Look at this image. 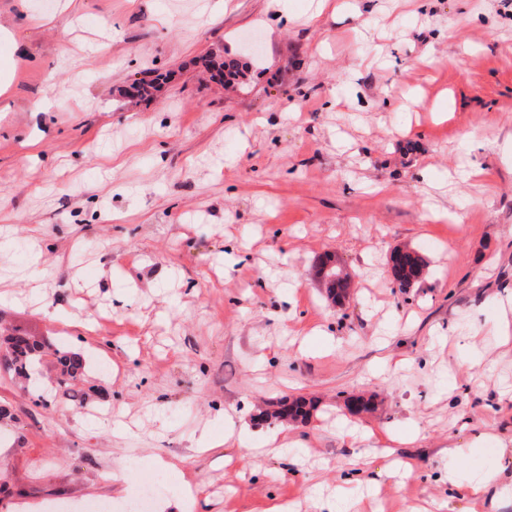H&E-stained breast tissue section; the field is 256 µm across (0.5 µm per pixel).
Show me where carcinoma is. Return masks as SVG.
I'll return each mask as SVG.
<instances>
[{
	"mask_svg": "<svg viewBox=\"0 0 512 512\" xmlns=\"http://www.w3.org/2000/svg\"><path fill=\"white\" fill-rule=\"evenodd\" d=\"M205 65L215 72V76H235V65L232 62L205 60ZM400 262L391 267L394 287L409 288L421 278L427 262L422 254L413 248L399 251ZM326 296L334 298L340 304L349 298L352 279L349 274L341 271L339 266L328 267L320 282ZM50 362L58 371L59 386L71 389L72 382L83 376V361L80 356L58 348L27 332L16 330L0 334V370L14 377L31 378L37 365L44 359ZM317 410V403L312 399L297 397L292 400H282L276 403V408L263 411L259 419L268 421L274 419L280 422H307Z\"/></svg>",
	"mask_w": 512,
	"mask_h": 512,
	"instance_id": "obj_1",
	"label": "carcinoma"
}]
</instances>
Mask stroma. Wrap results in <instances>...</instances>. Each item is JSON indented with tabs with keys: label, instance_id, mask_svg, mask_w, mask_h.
<instances>
[{
	"label": "stroma",
	"instance_id": "1",
	"mask_svg": "<svg viewBox=\"0 0 512 512\" xmlns=\"http://www.w3.org/2000/svg\"><path fill=\"white\" fill-rule=\"evenodd\" d=\"M0 24V325L87 366L86 399L47 408L50 364L0 377V512H121L169 459L156 512H512L467 496L512 475V0H0ZM404 246L429 267L402 294ZM326 252L341 305L311 276ZM299 396L308 423L258 421ZM232 425L248 459L199 451ZM368 429L405 436L406 469ZM320 285L327 297H333L336 304H341L350 296L352 279L335 264L325 271Z\"/></svg>",
	"mask_w": 512,
	"mask_h": 512
}]
</instances>
